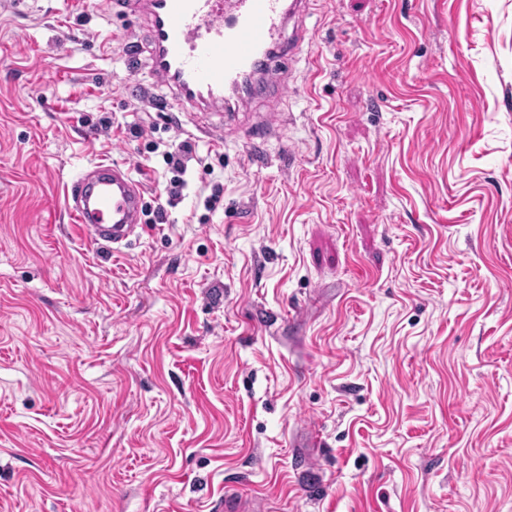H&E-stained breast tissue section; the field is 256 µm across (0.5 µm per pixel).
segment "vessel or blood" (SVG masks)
<instances>
[{"label":"vessel or blood","instance_id":"vessel-or-blood-1","mask_svg":"<svg viewBox=\"0 0 512 512\" xmlns=\"http://www.w3.org/2000/svg\"><path fill=\"white\" fill-rule=\"evenodd\" d=\"M313 0H113L117 13L143 18L153 74L196 111H239L256 87L279 92L287 60L306 39ZM278 108L254 121L250 135L281 131ZM68 211L85 240L120 247L142 222L144 188L129 169L99 162L72 183Z\"/></svg>","mask_w":512,"mask_h":512}]
</instances>
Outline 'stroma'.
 Segmentation results:
<instances>
[{
	"label": "stroma",
	"instance_id": "35a3bbf8",
	"mask_svg": "<svg viewBox=\"0 0 512 512\" xmlns=\"http://www.w3.org/2000/svg\"><path fill=\"white\" fill-rule=\"evenodd\" d=\"M305 24L280 135L214 142L141 19L0 0V512H512V0ZM100 161L165 212L118 251ZM195 151L192 143L185 139L178 143L174 142L168 146L163 153V159L173 176L166 186L168 200L171 204L178 203L186 186L184 176L187 172L188 162L192 159ZM68 211L85 240L118 249L142 224L144 188L129 169L99 162L72 183Z\"/></svg>",
	"mask_w": 512,
	"mask_h": 512
}]
</instances>
